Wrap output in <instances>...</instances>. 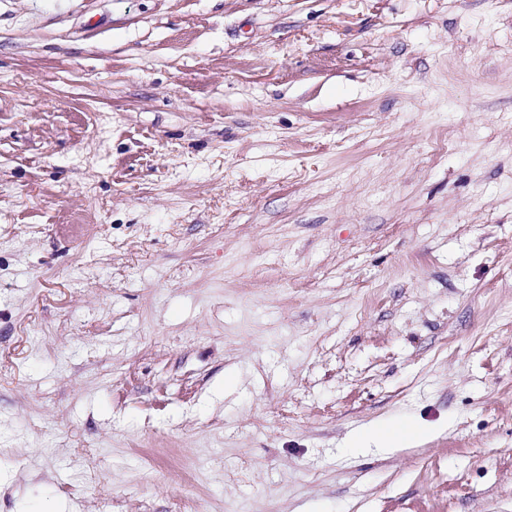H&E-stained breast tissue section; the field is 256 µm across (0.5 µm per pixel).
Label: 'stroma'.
<instances>
[{
  "label": "stroma",
  "mask_w": 512,
  "mask_h": 512,
  "mask_svg": "<svg viewBox=\"0 0 512 512\" xmlns=\"http://www.w3.org/2000/svg\"><path fill=\"white\" fill-rule=\"evenodd\" d=\"M61 503L512 512V0H0V512ZM424 430L414 424L393 429L375 425L366 431L348 437L347 448H395L405 441L422 435Z\"/></svg>",
  "instance_id": "obj_1"
}]
</instances>
